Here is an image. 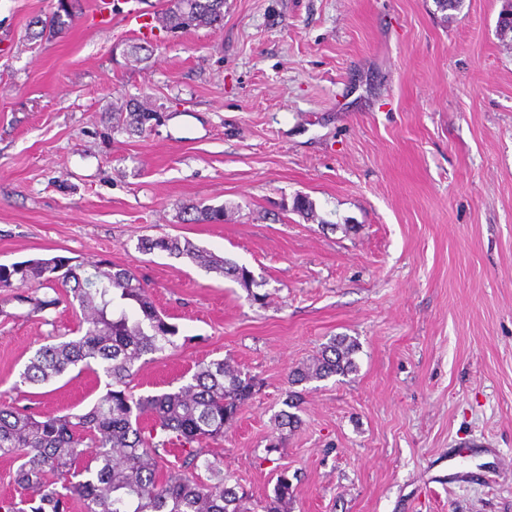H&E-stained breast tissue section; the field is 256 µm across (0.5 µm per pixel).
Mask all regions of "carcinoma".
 <instances>
[{"label": "carcinoma", "mask_w": 512, "mask_h": 512, "mask_svg": "<svg viewBox=\"0 0 512 512\" xmlns=\"http://www.w3.org/2000/svg\"><path fill=\"white\" fill-rule=\"evenodd\" d=\"M225 0H171L158 14L161 29L221 27ZM157 112L146 101L127 100L112 108V131L143 134ZM193 224L224 222L222 206L191 208ZM138 250L166 252L198 267L215 270L248 290L256 302L265 295L251 272L177 237H145ZM38 281L61 285L66 301L79 308L82 336L39 347L14 386L43 384L71 367L103 372L106 393L82 414L35 415L0 406V458L18 463L14 483L26 491L16 500L0 498V512H71L82 502L85 512H245L232 477L210 460L202 443L224 438L241 404L255 390L254 379L224 360L197 366L177 389L135 396L132 382L145 356L174 346L177 329L156 309L136 272L127 267L70 263L67 257L31 259L0 266V288ZM356 340L335 336L309 363L290 371L299 385L356 371ZM301 393L288 392L287 409L276 415V428H295ZM179 447L183 469L160 476L163 456ZM293 494L288 477L278 479L262 512H284Z\"/></svg>", "instance_id": "cac0c4a2"}]
</instances>
